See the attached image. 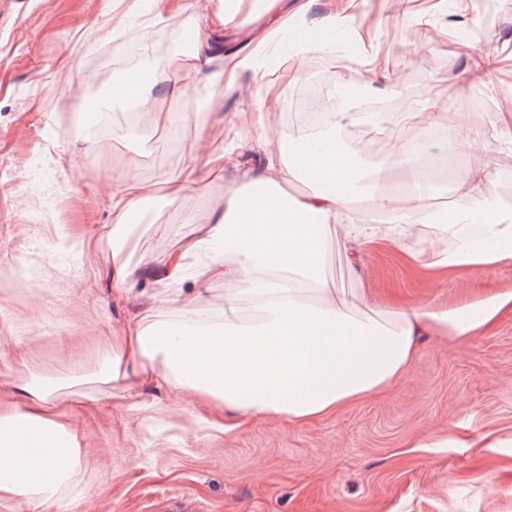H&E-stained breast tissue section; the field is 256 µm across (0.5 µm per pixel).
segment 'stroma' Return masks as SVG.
<instances>
[{
    "instance_id": "1",
    "label": "stroma",
    "mask_w": 512,
    "mask_h": 512,
    "mask_svg": "<svg viewBox=\"0 0 512 512\" xmlns=\"http://www.w3.org/2000/svg\"><path fill=\"white\" fill-rule=\"evenodd\" d=\"M200 2L182 0V10L164 18L142 10L129 28L190 33ZM499 4L487 36L453 48L443 34L414 47L415 19L467 28L482 17L475 0H364L372 42L353 54H379L390 67L373 82L353 66L361 92L355 108L386 119L413 112L436 86L453 109L493 113L512 127V0ZM239 18L219 36L215 65L232 66L270 27L257 0H240ZM113 38L105 0H0V411L22 406L14 388L30 375L94 370L138 310L153 306L159 319L170 317L156 303L152 278H141L136 302L116 303L109 293L110 203L126 160L137 159L140 177L163 184L183 157L235 146L231 116L259 111L267 92L280 103L264 117L268 128L294 130L301 93L337 77L326 61L298 84L276 69L264 80L243 70L223 109L201 112L204 88L190 100L171 95L184 73L180 53L170 51L156 78V108L180 114L178 131L144 118L128 138L92 155L85 136L68 127L92 120L91 92L106 96L110 81L94 52ZM479 54L500 58L497 90L460 92ZM204 127L212 139L201 136ZM223 202V185L212 184L149 203L130 226L138 255L155 266L166 243L185 232L186 215L207 221ZM328 275L353 302L362 286L404 305L451 307L512 290V265L433 279L383 255L368 259L357 283L346 276L339 241ZM146 397L140 409L104 397L66 416L80 433L82 465L50 512H512V309L468 338L420 337L412 366L388 390L303 426L265 419L221 433L210 426L214 409L163 388ZM487 433L497 447H478Z\"/></svg>"
}]
</instances>
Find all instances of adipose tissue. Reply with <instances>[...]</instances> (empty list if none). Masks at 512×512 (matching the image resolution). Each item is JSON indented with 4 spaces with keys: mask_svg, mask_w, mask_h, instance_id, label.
I'll return each instance as SVG.
<instances>
[{
    "mask_svg": "<svg viewBox=\"0 0 512 512\" xmlns=\"http://www.w3.org/2000/svg\"><path fill=\"white\" fill-rule=\"evenodd\" d=\"M357 0H337L313 22L306 38L294 43L283 62L291 81L306 79L311 60L335 53L333 33L353 43L364 40ZM238 17L235 0H206L196 16L191 47L182 56L188 96L204 78L207 111L219 109L237 71L268 74L276 56L269 40L240 58L233 70H213L218 34ZM137 79L112 76L113 96L103 108L131 104L150 112L156 125L169 126L171 113L154 111L149 72L157 57L146 56ZM448 97L434 91L415 112L394 116L348 148L346 138L364 124V113L345 108L329 113L323 128L300 137L279 135L277 158L256 167L241 156L261 147L267 132L253 115L240 113L236 149L198 161L184 158L178 177L167 182L174 200L202 184L227 189L223 208L194 225L189 242L174 240L154 276L166 285L172 318L153 309L138 313L114 336L112 351L88 376L89 382L116 383L117 396L130 407L145 406L148 387H165L195 403L232 410L238 424L277 418L305 425L338 414L347 406L391 386L413 363L419 337L466 338L512 307V291L499 292L461 308L439 305L396 307L383 296L362 291L369 313L361 315L325 275L336 235L348 245L347 274L361 279L369 248L385 246L407 265L442 276L454 268L493 269L512 265V206L497 199L483 161L491 144L512 147V130L494 118L473 123L456 114L445 124ZM470 159L455 182L466 205L455 213L430 209L419 159L446 154L449 144ZM128 162L112 191V271L114 300H129L142 273L130 218L156 197L154 184ZM304 180L305 192L292 195L291 181ZM370 197L365 209L359 198ZM432 228L426 248L407 243L411 226ZM224 281L225 319L210 316L207 296L182 289L186 276ZM75 381L68 376H31L19 388L24 408L0 413V493L41 508L51 507L81 465L77 432L60 420V397Z\"/></svg>",
    "mask_w": 512,
    "mask_h": 512,
    "instance_id": "adipose-tissue-1",
    "label": "adipose tissue"
}]
</instances>
